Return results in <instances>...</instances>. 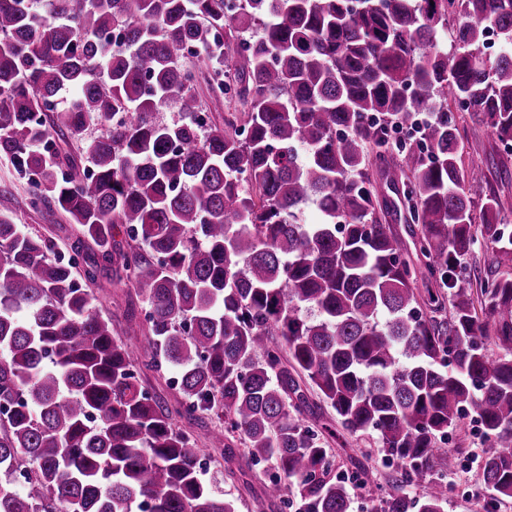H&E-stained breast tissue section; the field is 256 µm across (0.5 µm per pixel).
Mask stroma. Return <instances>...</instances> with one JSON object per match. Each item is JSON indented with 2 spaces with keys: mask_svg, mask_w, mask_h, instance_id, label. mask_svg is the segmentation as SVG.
<instances>
[{
  "mask_svg": "<svg viewBox=\"0 0 512 512\" xmlns=\"http://www.w3.org/2000/svg\"><path fill=\"white\" fill-rule=\"evenodd\" d=\"M462 137V162L469 165L479 160L478 169H470L466 181L473 198L479 199L493 193L504 203L502 215L512 225V154L505 153L497 141L471 112L455 115ZM0 191L12 194L14 217L18 224L29 232H39L52 238L60 252H68L73 240L74 227L58 209L38 210L29 205L26 184L19 180L12 163L6 155H0ZM92 303L103 315L112 319L114 325L122 327L138 323L143 319L144 302L135 288L116 286L108 279H99L91 286ZM316 421L331 426L335 432L328 446L332 454L335 473L354 475L357 465H364L373 472V481L368 486L351 489L352 512H375L380 499L392 490V475L377 451V437L373 432L353 434L341 427L330 407H322ZM219 424L216 416L202 415L201 419H176L175 425L197 442L200 460L206 466V478L221 481L227 497L233 498L238 512H288L279 500L270 498L266 490L268 464H252L243 454H236L232 461H225L222 449L212 447L208 434ZM484 444L477 423L471 416H463L459 424L450 429L447 440L438 441L437 452L447 447L457 448V462L447 471L448 506L446 512H512V498L498 499L481 480L478 455ZM232 468L234 479H222L224 468Z\"/></svg>",
  "mask_w": 512,
  "mask_h": 512,
  "instance_id": "1",
  "label": "stroma"
}]
</instances>
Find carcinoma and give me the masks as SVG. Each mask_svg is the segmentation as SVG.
Masks as SVG:
<instances>
[{"label":"carcinoma","mask_w":512,"mask_h":512,"mask_svg":"<svg viewBox=\"0 0 512 512\" xmlns=\"http://www.w3.org/2000/svg\"><path fill=\"white\" fill-rule=\"evenodd\" d=\"M40 2L0 0V153L77 244L65 258L24 232L0 194V512H237L174 426L204 412L223 421L213 445L231 456L236 437L273 464L270 497L350 512L307 420L319 402L423 486L376 512H444L435 446L469 411L481 479L512 498V234L494 194L473 217L453 117L473 112L512 143V0H239L229 15L224 0ZM453 5L465 21L448 52ZM201 81L228 103L204 138ZM171 100L182 119L156 122ZM421 115L420 138L390 141ZM95 121L105 134L85 138ZM383 147L407 172L420 266L383 222ZM311 200L318 224L301 218ZM480 241L499 276L477 308L458 281ZM104 275L147 305L124 329L147 333L137 351L91 307ZM419 281L451 290L449 318ZM164 362L180 368L174 405L139 382Z\"/></svg>","instance_id":"carcinoma-1"}]
</instances>
